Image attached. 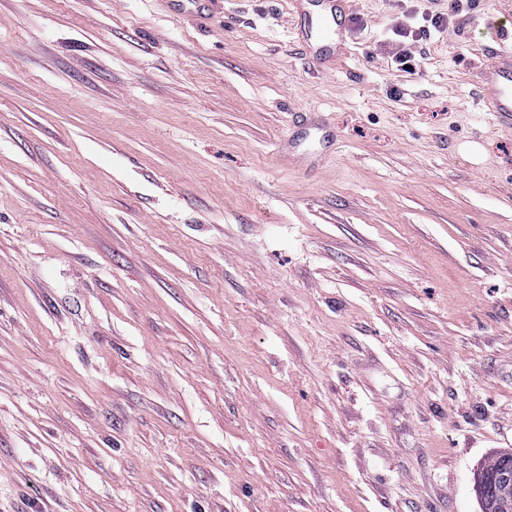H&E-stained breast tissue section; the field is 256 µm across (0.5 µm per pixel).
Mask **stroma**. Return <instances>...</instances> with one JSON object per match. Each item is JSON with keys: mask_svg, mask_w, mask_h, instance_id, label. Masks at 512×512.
I'll list each match as a JSON object with an SVG mask.
<instances>
[{"mask_svg": "<svg viewBox=\"0 0 512 512\" xmlns=\"http://www.w3.org/2000/svg\"><path fill=\"white\" fill-rule=\"evenodd\" d=\"M315 67L292 0H0V512H480L512 449V0ZM322 118L332 148L302 139ZM494 61L478 73L479 102L496 126L512 133V49H494ZM483 468L477 473L479 484L476 487V493L481 502V512H491L492 510V493L484 478L498 470L503 466L512 467V453L504 452L499 455H495L483 463Z\"/></svg>", "mask_w": 512, "mask_h": 512, "instance_id": "35a3bbf8", "label": "stroma"}]
</instances>
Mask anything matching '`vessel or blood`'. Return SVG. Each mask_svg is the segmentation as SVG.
Here are the masks:
<instances>
[{
	"instance_id": "1",
	"label": "vessel or blood",
	"mask_w": 512,
	"mask_h": 512,
	"mask_svg": "<svg viewBox=\"0 0 512 512\" xmlns=\"http://www.w3.org/2000/svg\"><path fill=\"white\" fill-rule=\"evenodd\" d=\"M352 3L353 0H314L318 39L324 50L312 55L313 65H325L327 49L345 43V22ZM478 85L482 110L490 113L499 129L512 133V49L494 50L492 62L478 73Z\"/></svg>"
}]
</instances>
